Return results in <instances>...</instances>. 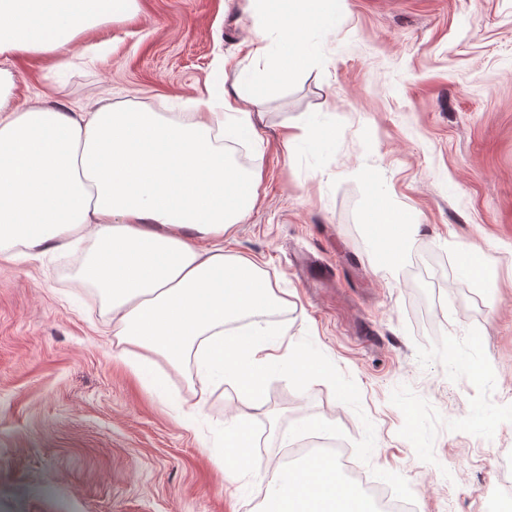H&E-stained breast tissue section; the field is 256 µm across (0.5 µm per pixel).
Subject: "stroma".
Wrapping results in <instances>:
<instances>
[{
	"label": "stroma",
	"instance_id": "1",
	"mask_svg": "<svg viewBox=\"0 0 512 512\" xmlns=\"http://www.w3.org/2000/svg\"><path fill=\"white\" fill-rule=\"evenodd\" d=\"M245 0H137L55 59L19 56L13 102L190 112L219 83L263 68ZM307 70L266 93L255 208L224 238L287 291L273 318L314 342L324 372L267 376L263 401L233 385L195 406L192 359L159 360L145 386L107 330L81 254L0 261V512H259L260 476L313 440L414 512H485L492 463L512 458V0H345ZM331 113L320 153L285 132ZM418 227L383 270L366 229L374 193ZM482 245L484 279L462 275ZM484 357L490 381L463 355ZM495 413L486 435L473 408ZM251 422V473H223L228 411ZM327 421L319 436L309 424Z\"/></svg>",
	"mask_w": 512,
	"mask_h": 512
}]
</instances>
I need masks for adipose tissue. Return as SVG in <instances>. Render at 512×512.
<instances>
[{
	"label": "adipose tissue",
	"instance_id": "adipose-tissue-1",
	"mask_svg": "<svg viewBox=\"0 0 512 512\" xmlns=\"http://www.w3.org/2000/svg\"><path fill=\"white\" fill-rule=\"evenodd\" d=\"M135 0H0V57L63 52L83 29L130 17ZM344 0H248L253 53L279 82L298 74L328 33ZM16 76L0 66V261L34 259L85 245L80 275L103 297L114 336L139 380L167 388L159 359L192 358L198 403L214 386L236 387L261 402L270 373L309 379L315 348L298 345L272 313L288 295L258 267L224 251V236L258 200L260 167H240L227 143L261 146L263 94L241 110L223 92L220 105L160 114L117 106L36 101L14 105ZM367 231L384 265L396 263L416 230L376 204ZM227 470L248 467L249 419L224 421ZM261 512H375L352 493L335 457L312 452L265 479Z\"/></svg>",
	"mask_w": 512,
	"mask_h": 512
}]
</instances>
